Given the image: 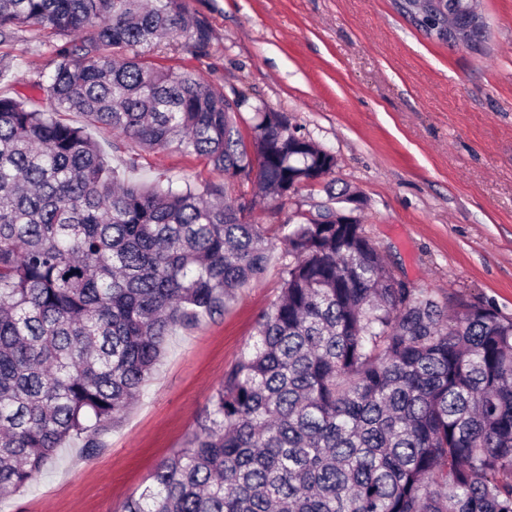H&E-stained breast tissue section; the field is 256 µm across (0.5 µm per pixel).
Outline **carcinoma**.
Wrapping results in <instances>:
<instances>
[{
	"instance_id": "1",
	"label": "carcinoma",
	"mask_w": 512,
	"mask_h": 512,
	"mask_svg": "<svg viewBox=\"0 0 512 512\" xmlns=\"http://www.w3.org/2000/svg\"><path fill=\"white\" fill-rule=\"evenodd\" d=\"M397 6L450 43L448 3ZM47 27L67 38L54 111L0 97V496L68 441L102 448L166 337L222 314L273 248L222 185L114 179L86 127L278 197L336 167L284 114L253 108L247 140L243 92L138 59L166 38L209 51L185 0H0V46ZM318 216L280 225L279 298L123 512H512V318L450 309L398 279L363 225Z\"/></svg>"
}]
</instances>
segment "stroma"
Instances as JSON below:
<instances>
[{
	"label": "stroma",
	"instance_id": "1",
	"mask_svg": "<svg viewBox=\"0 0 512 512\" xmlns=\"http://www.w3.org/2000/svg\"><path fill=\"white\" fill-rule=\"evenodd\" d=\"M213 29L208 55L174 41L143 50L156 67L191 71L289 123L335 154L333 193L322 185L258 201L254 223L273 229L316 213L331 195L358 194L357 215L395 272L450 304L483 303L512 316V0H480L487 26L481 51L427 38L394 0H186ZM63 36L23 31L7 46L13 66L1 97L49 111L44 86ZM109 164L127 181L225 183L205 157L176 146L145 151L94 128ZM136 169H128V160ZM229 196L243 191L225 183ZM283 245L259 282L241 288L221 316L175 329L144 394L105 446L58 449L24 492L0 512H121L157 465L190 436L198 415L250 342L259 315L279 294Z\"/></svg>",
	"mask_w": 512,
	"mask_h": 512
}]
</instances>
